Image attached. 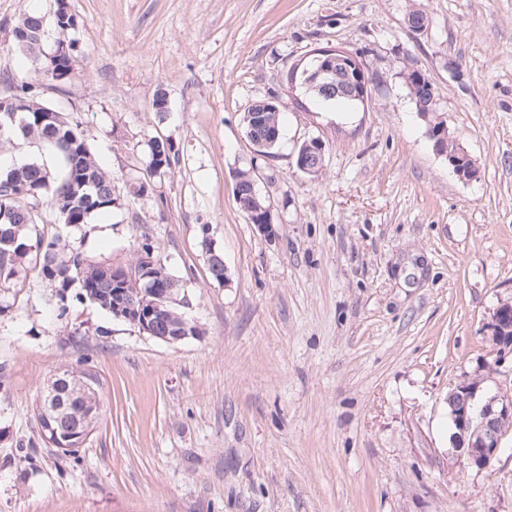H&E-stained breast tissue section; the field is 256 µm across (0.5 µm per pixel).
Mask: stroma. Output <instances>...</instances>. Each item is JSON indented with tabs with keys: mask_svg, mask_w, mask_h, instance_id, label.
<instances>
[{
	"mask_svg": "<svg viewBox=\"0 0 512 512\" xmlns=\"http://www.w3.org/2000/svg\"><path fill=\"white\" fill-rule=\"evenodd\" d=\"M61 4L77 20L72 70L33 94L79 122L119 204L85 225L46 210L38 230L122 267L148 243L198 333L163 342L87 302L59 314L34 271L0 294V512H512V429L472 469L445 405L475 374L512 395V359L484 335L512 301V0H0L1 97L27 77L14 28L53 23ZM324 46L358 54L365 104L297 109L285 72ZM413 69L476 179L435 153ZM273 96L280 145L260 157L241 116ZM155 137L178 154L161 178ZM311 138L315 177L295 165ZM242 169L272 236L235 200ZM136 179L147 193L127 192ZM64 370L98 383L74 457L42 441L35 414ZM234 191L236 200L241 206L242 210L247 214L249 222L251 224H256L258 230L262 232L264 235H271L273 233L271 209L269 205L266 206L265 201L262 199V196L258 193L257 189L255 198H257V200L262 206H266L259 207L257 210L253 209L252 206L245 205L242 202L237 180L235 182Z\"/></svg>",
	"mask_w": 512,
	"mask_h": 512,
	"instance_id": "35a3bbf8",
	"label": "stroma"
}]
</instances>
